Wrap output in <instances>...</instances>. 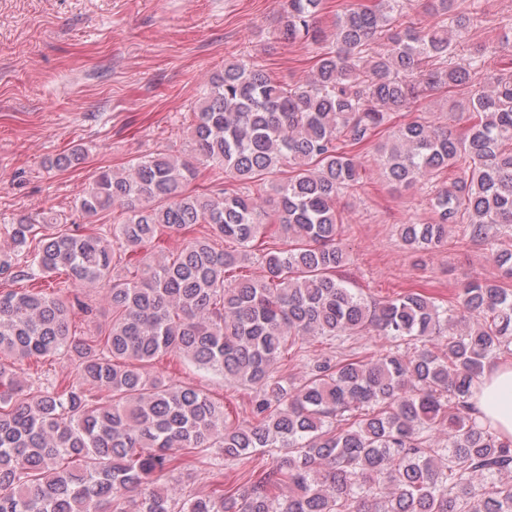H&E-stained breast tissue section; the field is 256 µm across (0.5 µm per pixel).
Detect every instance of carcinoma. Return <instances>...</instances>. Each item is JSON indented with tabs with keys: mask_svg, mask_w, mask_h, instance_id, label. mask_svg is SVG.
Instances as JSON below:
<instances>
[{
	"mask_svg": "<svg viewBox=\"0 0 512 512\" xmlns=\"http://www.w3.org/2000/svg\"><path fill=\"white\" fill-rule=\"evenodd\" d=\"M323 0H286L276 32L317 42ZM429 26L398 20L406 0H361L337 16L334 49L303 83L284 84L248 60L224 64L193 109L189 154L159 152L99 171L78 199L86 229L19 218L0 275V512H512V439L474 414L487 363L512 358V73L491 67L484 43L454 61L473 17L458 0H423ZM470 84L460 137L431 121L393 123L418 100ZM382 127L385 178L432 187L430 222L397 227L404 246L432 251L464 224L499 278L466 283L453 310L413 289L372 302L349 287L336 198L361 181L358 150ZM273 198L206 192L200 167ZM461 169L448 187L436 178ZM288 170L282 181L272 176ZM263 274L231 278L253 263ZM166 235L171 250L122 274L126 256ZM232 241L237 249L216 247ZM65 271L94 288L111 322L87 337L72 317L93 306L52 286ZM387 342L372 360L338 354L355 336ZM321 340L330 350L307 354ZM305 377L278 375L289 352ZM164 356L251 391L241 417L203 389L151 371ZM65 358L75 377L24 388L15 364ZM201 456L207 492L164 480ZM250 463L224 490V465Z\"/></svg>",
	"mask_w": 512,
	"mask_h": 512,
	"instance_id": "cac0c4a2",
	"label": "carcinoma"
}]
</instances>
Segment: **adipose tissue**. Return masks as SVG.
Returning a JSON list of instances; mask_svg holds the SVG:
<instances>
[{
	"instance_id": "ef3b65f1",
	"label": "adipose tissue",
	"mask_w": 512,
	"mask_h": 512,
	"mask_svg": "<svg viewBox=\"0 0 512 512\" xmlns=\"http://www.w3.org/2000/svg\"><path fill=\"white\" fill-rule=\"evenodd\" d=\"M473 403L483 421L499 436L512 438V365H487Z\"/></svg>"
}]
</instances>
